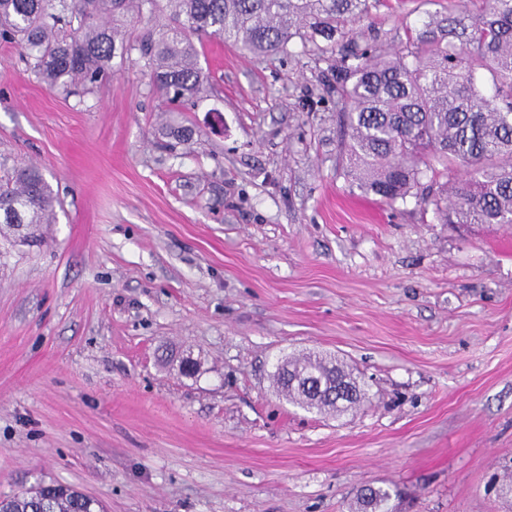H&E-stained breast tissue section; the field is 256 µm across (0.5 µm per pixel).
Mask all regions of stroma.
Here are the masks:
<instances>
[{
    "label": "stroma",
    "instance_id": "35a3bbf8",
    "mask_svg": "<svg viewBox=\"0 0 512 512\" xmlns=\"http://www.w3.org/2000/svg\"><path fill=\"white\" fill-rule=\"evenodd\" d=\"M460 0H378L385 50ZM170 112L136 58L78 98L0 41V155L56 197L44 245L0 236V497L56 480L105 512H512V224H442L352 183L330 63L204 39ZM191 128L179 141L170 126ZM329 352L369 399L279 396ZM195 373L179 368L182 357ZM307 374L318 375L323 380L324 388L322 389L321 381L317 380L314 376L304 382V377ZM272 376L277 391L294 404L302 406L309 396L306 389H310L311 394H319L321 390L323 391V397L320 399V412L341 414L358 405L357 400H338L337 396L334 395L333 399H331L332 392L337 389L340 381L344 378H347L350 383L360 384L353 371L342 361L336 359L335 356L320 352H307L298 356H288V369L276 366ZM360 389L362 392V403L367 399V392L361 384Z\"/></svg>",
    "mask_w": 512,
    "mask_h": 512
}]
</instances>
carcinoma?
<instances>
[{
    "label": "carcinoma",
    "instance_id": "cac0c4a2",
    "mask_svg": "<svg viewBox=\"0 0 512 512\" xmlns=\"http://www.w3.org/2000/svg\"><path fill=\"white\" fill-rule=\"evenodd\" d=\"M372 0H0V40L20 48L38 79L84 97L112 71V60L137 52L149 86L171 111L204 100L207 77L196 42L219 37L246 54L289 52L294 40L325 61L340 56L336 104L348 142L347 173L389 204L428 189L443 224H512V0H481L406 28V40L382 54L358 41L355 25ZM144 24L128 39L121 24ZM489 73L485 94L476 74ZM442 166L446 181L423 186ZM0 224L54 220V196L42 173L9 168L0 157ZM323 380L319 411L341 414L356 400L332 397L357 376L336 357L307 352L275 368L277 391L294 404L308 398L304 377ZM3 499L4 512H102L93 498L58 482ZM390 493L370 489L372 512H386Z\"/></svg>",
    "mask_w": 512,
    "mask_h": 512
}]
</instances>
